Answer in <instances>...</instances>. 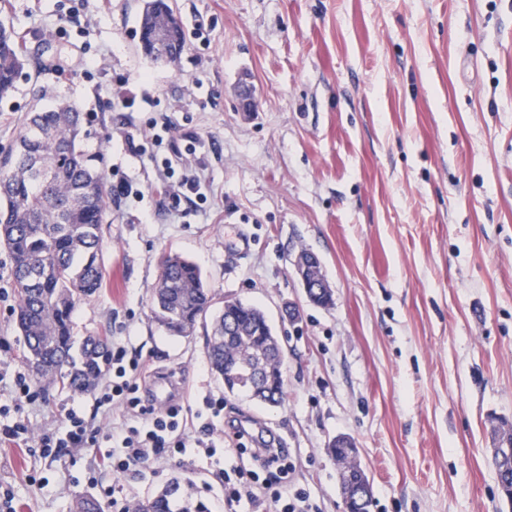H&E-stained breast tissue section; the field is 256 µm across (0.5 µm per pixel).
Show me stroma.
Masks as SVG:
<instances>
[{
	"label": "stroma",
	"instance_id": "35a3bbf8",
	"mask_svg": "<svg viewBox=\"0 0 512 512\" xmlns=\"http://www.w3.org/2000/svg\"><path fill=\"white\" fill-rule=\"evenodd\" d=\"M168 2L185 38L174 68L141 49L143 0H0V23L31 55L59 51L55 73L30 63L0 101V154L26 113L79 106L85 149L106 157L112 222L77 336L107 333L150 371L180 373L187 434L213 396L248 435L228 427L216 457L190 450L116 477L103 456L122 409L37 382L27 401L1 381L0 405L29 438L0 441V492L17 512H70L84 496L127 512L177 482L213 504L217 467L237 465V445L263 429L286 442V491L305 490L318 512H343L327 451L339 435L358 449L370 512H512L492 465V428L512 422V0ZM173 145L196 148V204L166 193L156 161ZM242 234L251 246L236 259ZM302 250L318 257L330 306L306 298ZM170 253L264 311L286 353L281 404L227 394L203 329L171 336L154 321ZM12 281L0 250V371L24 364ZM71 406L87 442L43 455Z\"/></svg>",
	"mask_w": 512,
	"mask_h": 512
}]
</instances>
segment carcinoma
Returning <instances> with one entry per match:
<instances>
[{
    "instance_id": "1",
    "label": "carcinoma",
    "mask_w": 512,
    "mask_h": 512,
    "mask_svg": "<svg viewBox=\"0 0 512 512\" xmlns=\"http://www.w3.org/2000/svg\"><path fill=\"white\" fill-rule=\"evenodd\" d=\"M142 47L160 49L169 65L178 62L183 33L166 0H145L140 21ZM27 62L15 31L0 24V99L15 89ZM80 108L58 101L32 113L22 123L15 149L0 156V248L9 254L18 299L17 328L24 357L39 381L72 391H90L107 372L111 353L102 336L84 338L74 359L71 340L76 305L96 296L104 282L100 249L102 225L108 223L110 188L103 153L88 154ZM216 297L201 270L174 253L158 271L152 305L158 324L170 335L187 337L205 320ZM282 346L267 335L266 316L255 305L229 309L211 324L208 358L212 370L228 385L231 368L259 357L267 361L259 402L277 405L284 380L275 360ZM339 464L342 493L370 487L356 448L328 445ZM498 481H512V458H492ZM181 490L175 483L159 495L135 504L133 512H170L169 498Z\"/></svg>"
}]
</instances>
